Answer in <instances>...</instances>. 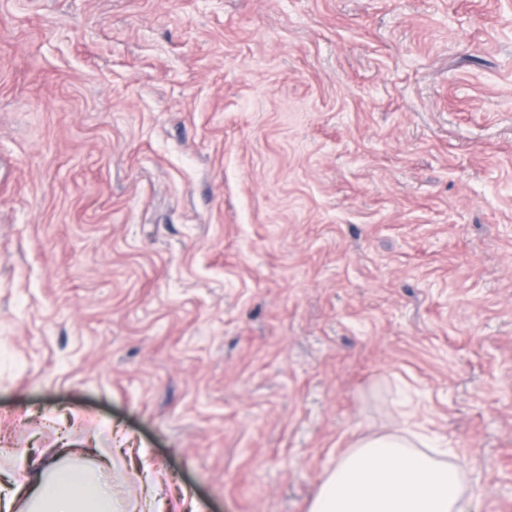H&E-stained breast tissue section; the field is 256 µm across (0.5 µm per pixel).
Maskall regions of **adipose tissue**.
I'll return each instance as SVG.
<instances>
[{
    "label": "adipose tissue",
    "mask_w": 512,
    "mask_h": 512,
    "mask_svg": "<svg viewBox=\"0 0 512 512\" xmlns=\"http://www.w3.org/2000/svg\"><path fill=\"white\" fill-rule=\"evenodd\" d=\"M469 472L447 440L417 432L359 437L323 478L309 512H470ZM0 512H119L101 466L39 462L24 500Z\"/></svg>",
    "instance_id": "adipose-tissue-1"
}]
</instances>
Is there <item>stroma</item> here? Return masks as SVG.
I'll return each instance as SVG.
<instances>
[{
	"instance_id": "1",
	"label": "stroma",
	"mask_w": 512,
	"mask_h": 512,
	"mask_svg": "<svg viewBox=\"0 0 512 512\" xmlns=\"http://www.w3.org/2000/svg\"><path fill=\"white\" fill-rule=\"evenodd\" d=\"M416 426L512 512V0H0V474L308 512Z\"/></svg>"
}]
</instances>
